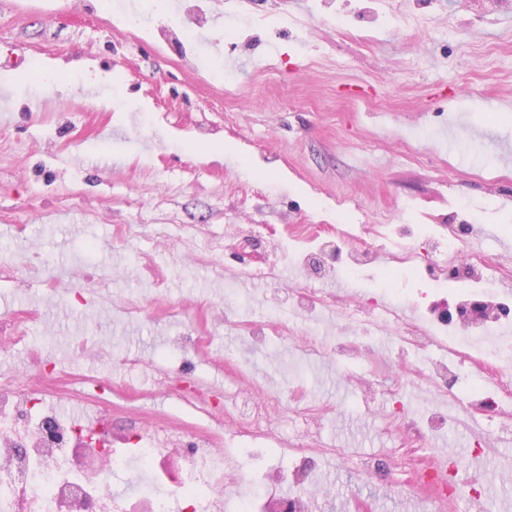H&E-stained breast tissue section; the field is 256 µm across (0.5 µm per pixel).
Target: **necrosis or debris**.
<instances>
[{
  "mask_svg": "<svg viewBox=\"0 0 512 512\" xmlns=\"http://www.w3.org/2000/svg\"><path fill=\"white\" fill-rule=\"evenodd\" d=\"M182 408L207 418L185 436L160 418L136 433L134 454L112 448V385L108 380L57 368L32 353L23 373L0 370V512H128L113 495L112 478L139 462L156 471L163 451H182L194 466L191 480L158 483L146 512H222L223 489L236 484L237 448L270 442L264 403L249 397L247 426L225 431L219 400L192 372L169 379Z\"/></svg>",
  "mask_w": 512,
  "mask_h": 512,
  "instance_id": "4bbe7bcc",
  "label": "necrosis or debris"
}]
</instances>
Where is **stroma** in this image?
Instances as JSON below:
<instances>
[{
  "mask_svg": "<svg viewBox=\"0 0 512 512\" xmlns=\"http://www.w3.org/2000/svg\"><path fill=\"white\" fill-rule=\"evenodd\" d=\"M198 8L189 20L183 0H0V328L22 336L0 369L25 370L39 349L110 380L118 450L139 418L174 414L160 375L182 366L220 391L241 369L267 391L281 447H309L332 488L314 512H501L512 415L467 398L498 397L478 366L497 359L493 343L468 337L475 360L459 367L404 338L447 305L512 301V274L477 267L488 253L512 265V0ZM48 62L62 73L42 77ZM452 224L485 233L448 255ZM330 226L343 251L374 256L303 280L297 257ZM260 227L275 253L239 247ZM401 246L438 261L387 283ZM269 260L278 279L234 281ZM299 287L337 301L287 309ZM372 297L404 307L400 325L352 314ZM228 302L258 325L287 314L284 340L253 342L225 320ZM438 365L444 393L429 381ZM437 412L448 427L433 435ZM419 453L461 487L447 508L406 486Z\"/></svg>",
  "mask_w": 512,
  "mask_h": 512,
  "instance_id": "35a3bbf8",
  "label": "stroma"
}]
</instances>
